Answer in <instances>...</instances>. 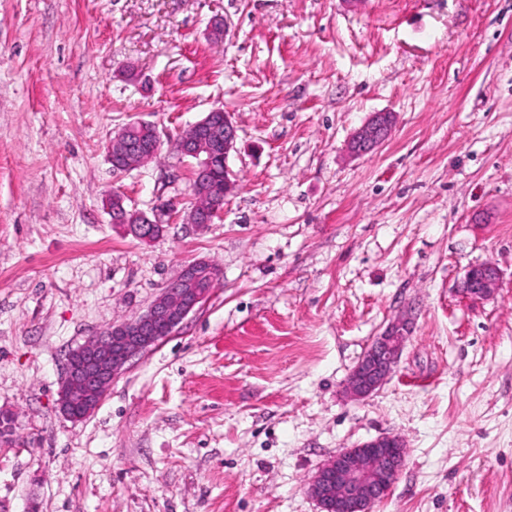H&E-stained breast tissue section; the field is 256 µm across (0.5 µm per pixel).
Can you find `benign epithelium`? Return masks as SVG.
Instances as JSON below:
<instances>
[{
  "label": "benign epithelium",
  "instance_id": "obj_1",
  "mask_svg": "<svg viewBox=\"0 0 512 512\" xmlns=\"http://www.w3.org/2000/svg\"><path fill=\"white\" fill-rule=\"evenodd\" d=\"M393 116L389 112L374 114L352 136L350 153L360 156L372 151L389 134ZM154 130L148 144L138 139L143 129ZM237 141V129L220 107L210 109L192 124L178 142L185 157L198 159L196 170H208L215 160H228ZM162 139L155 125L137 121L125 125L110 141L112 170L126 172L151 161L159 152ZM112 223L125 224L137 239L151 240L159 216L143 210L127 209L123 201L110 208ZM219 269L197 260L182 266L178 274L161 289L145 313L136 319L110 327L68 353L58 392L60 412L72 418L79 406L83 417L98 407L112 380L127 369L133 360L156 345L158 331L173 332L204 303ZM500 281L498 268L486 263L470 268L461 282V291L478 301L489 297ZM407 339L404 325L393 323L374 339L350 373L348 390L354 398H365L379 389L399 362ZM405 456L403 439L383 434L353 448H344L330 457L312 476L309 492L321 512H372L375 504L386 499L402 468L399 457Z\"/></svg>",
  "mask_w": 512,
  "mask_h": 512
}]
</instances>
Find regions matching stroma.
<instances>
[{
    "instance_id": "1",
    "label": "stroma",
    "mask_w": 512,
    "mask_h": 512,
    "mask_svg": "<svg viewBox=\"0 0 512 512\" xmlns=\"http://www.w3.org/2000/svg\"><path fill=\"white\" fill-rule=\"evenodd\" d=\"M214 107L234 187L198 227L171 142ZM378 112L387 139L350 154ZM136 120L161 156L113 172ZM115 194L175 209L143 242ZM196 260L220 270L202 307L64 417L68 351ZM485 262L501 286L470 300ZM0 411V512H320L317 469L389 433L373 512H512V0H0ZM500 272L491 263L470 268L461 282V291L470 299L478 301L489 297L498 288ZM404 324L393 323L377 336L350 373L348 390L365 398L379 389L399 362L407 339Z\"/></svg>"
}]
</instances>
